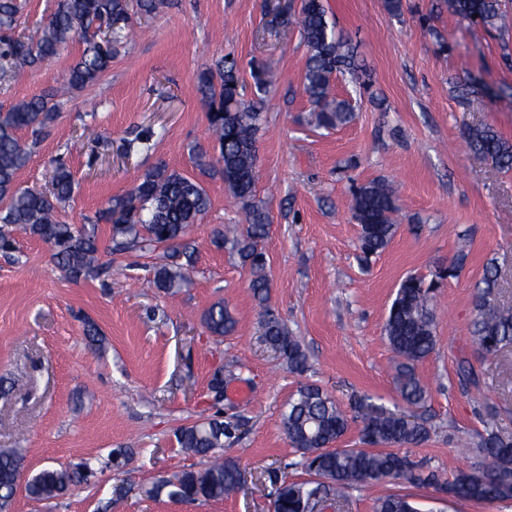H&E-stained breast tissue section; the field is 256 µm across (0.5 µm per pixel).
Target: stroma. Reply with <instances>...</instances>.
I'll return each mask as SVG.
<instances>
[{
    "label": "stroma",
    "instance_id": "stroma-1",
    "mask_svg": "<svg viewBox=\"0 0 512 512\" xmlns=\"http://www.w3.org/2000/svg\"><path fill=\"white\" fill-rule=\"evenodd\" d=\"M324 3L358 66V79L332 78L336 96L355 108L346 126L310 120L298 0H170L163 13L133 17L95 84L59 99L17 182L43 190L50 161L70 168L74 190L60 216L95 234L103 270L69 280L49 245L25 235L15 252H0V448L22 456L26 479L83 459L96 475L50 502L17 490L7 512H274L278 480L308 478L282 425L288 399L304 384L346 412L366 396L423 419L429 437L407 453L450 480L455 468L474 464L467 444L484 431L483 412L460 381L465 360L498 407L499 429L512 435V351L487 359L470 341L487 266L499 273L491 300L512 303V171L474 157L463 139L487 126L512 141L503 40L460 22L442 0H402L397 16L385 0ZM82 49L73 41L33 68L1 57L0 110L54 88ZM225 57L237 64L244 99L259 100L264 116L256 198L271 215L263 242L269 303L307 351L302 373L262 342L248 270L211 242L215 228L243 221L222 181L204 182L211 207L184 237L194 250L191 281L173 294L153 284L163 248L107 253L112 227L92 221L157 161L195 175L186 146L209 140L197 76ZM255 59L271 75L260 99L249 76ZM465 83L481 93L460 95ZM378 179L397 187L402 219L389 246L364 261L351 188ZM460 255V276L443 281L434 299L436 349L416 365L427 398L412 409L396 388L384 325L402 280L431 277ZM218 301L237 320L223 338L201 321ZM88 320L104 337L102 349L83 334ZM228 364L235 377L215 395L209 381ZM241 388L248 397L238 396ZM208 418L224 422V455L240 467L241 490L207 501L147 497L153 483L203 468L176 434ZM387 494L409 496L419 512H512V501H464L392 480L350 488L346 501L324 502L318 512H374Z\"/></svg>",
    "mask_w": 512,
    "mask_h": 512
}]
</instances>
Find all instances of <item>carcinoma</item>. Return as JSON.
Here are the masks:
<instances>
[{
	"instance_id": "1",
	"label": "carcinoma",
	"mask_w": 512,
	"mask_h": 512,
	"mask_svg": "<svg viewBox=\"0 0 512 512\" xmlns=\"http://www.w3.org/2000/svg\"><path fill=\"white\" fill-rule=\"evenodd\" d=\"M448 11L460 20L500 34L512 31V6L507 0H445ZM166 0H59L53 15L36 26L30 35L15 40L11 33L21 24L17 0H0V45L3 55L20 67H32L60 54L79 38L83 50L54 92L23 100L0 112V250L12 248L15 232L33 235L49 243L60 271L72 279L87 278L99 270L100 249L94 236L75 224L59 219L61 204L73 193L70 169L57 163L49 173L51 190L43 193L17 184V176L31 152L19 132L39 136L55 116L54 98L96 83L111 66L116 46L130 28V10L151 15L164 8ZM307 64L303 90L313 108L316 123L327 128L349 124L353 107L332 93L331 79L337 73H355L357 68L346 41L331 22L324 0H301L296 18ZM236 64L218 61L215 69L197 78V92L208 108L209 129L219 154L199 143L188 146L193 167L203 176L220 179L239 201L245 224L214 232L218 246L229 243L241 264L250 270L249 290L262 308V338L266 345L297 372L307 369L308 358L300 341L287 324L266 305L270 279L266 253L260 242L271 223L267 209L255 201L258 162L256 134L262 112L239 92ZM470 153L491 159L501 169H512V143L489 127H475L464 135ZM210 197L202 182L180 171L158 164L144 170L126 192L112 197L95 213V223L112 225L114 251L133 247L150 250L160 245L171 248L169 261L154 267L153 283L166 293L182 287L189 276L188 265L180 262L177 247L187 228L207 213ZM401 207L395 188L375 180L358 187L352 200V215L360 224L359 249L363 255L378 254L391 242ZM483 293L475 301L472 338L483 357H496L512 349V304H491L485 294L497 286V274L486 268ZM434 285L418 276L405 278L398 288L385 324L395 355L396 381L403 401L417 406L426 392L415 374V364L435 350V321L431 307ZM211 335H231L236 319L224 304L208 308L202 317ZM485 430L475 443L479 469H457L452 482L430 473L423 475L395 448L417 445L428 438L422 421L386 411L370 398L355 406L362 420L360 447L333 448L348 430L349 418L316 385H305L289 399L283 426L294 448L302 454L301 465L312 479L282 483L277 489L275 512H313L319 499L332 495L341 500L354 484L364 486L387 479L412 484L427 483L458 498L485 502L512 500V436L504 435L496 423V407L482 403ZM181 448L210 462L201 470H184L153 488L157 496L175 500L220 499L242 487L241 471L232 460L216 456L224 447V421L205 419L184 426L177 433ZM89 461L66 468L44 469L25 484L26 495L47 501L67 493L82 482ZM21 471L20 459L11 449H0V512L13 499ZM375 512H417L404 496L388 494L377 499Z\"/></svg>"
}]
</instances>
